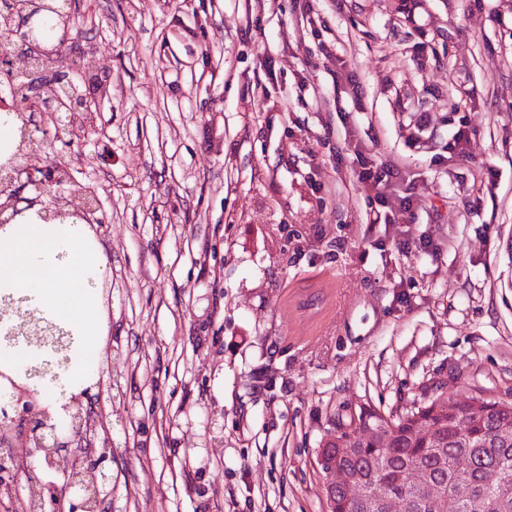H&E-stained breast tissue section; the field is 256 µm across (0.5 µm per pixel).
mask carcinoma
Returning a JSON list of instances; mask_svg holds the SVG:
<instances>
[{"instance_id":"obj_1","label":"carcinoma","mask_w":512,"mask_h":512,"mask_svg":"<svg viewBox=\"0 0 512 512\" xmlns=\"http://www.w3.org/2000/svg\"><path fill=\"white\" fill-rule=\"evenodd\" d=\"M71 10L68 0H0V30H9L24 20L27 12L55 21ZM76 94V87L49 75L48 65L37 63L32 78L24 73L0 76V95L9 101L23 102L35 99L48 105L52 125H64L70 117L69 104ZM18 131V148L14 152L17 161L32 167L45 165L46 143L33 140L19 117L9 118ZM29 339L48 343L51 349L63 347L62 337L51 333L45 326L31 332ZM434 401L413 410L387 417L373 409L363 408L350 418L349 423L336 425V440L344 444L354 435L357 453L346 460V465L358 476L367 494L351 500L336 495V512H383L368 491L384 484L408 503V512H433L422 501L420 490L400 481L404 470L420 465L430 472L447 491L459 482H466L473 489L471 499L463 501L448 497V512H512V484L490 487L484 474L496 469L512 476V441L504 443L496 435L497 429L512 426V402H495L486 417L472 422L464 435L459 434L456 421L466 415L468 405L458 404V413L451 418L432 414ZM430 419L434 437L430 441L414 440L410 425L415 416Z\"/></svg>"}]
</instances>
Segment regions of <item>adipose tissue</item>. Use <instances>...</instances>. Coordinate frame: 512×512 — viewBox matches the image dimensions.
I'll return each instance as SVG.
<instances>
[{
	"label": "adipose tissue",
	"instance_id": "ef3b65f1",
	"mask_svg": "<svg viewBox=\"0 0 512 512\" xmlns=\"http://www.w3.org/2000/svg\"><path fill=\"white\" fill-rule=\"evenodd\" d=\"M89 262L79 231L57 224L0 227V305L53 322L70 333L73 349L68 363L56 365L49 349L6 341L1 323L0 371L38 370L41 397L53 407L96 384L103 338L93 327L99 290L84 274Z\"/></svg>",
	"mask_w": 512,
	"mask_h": 512
}]
</instances>
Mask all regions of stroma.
<instances>
[{
    "label": "stroma",
    "mask_w": 512,
    "mask_h": 512,
    "mask_svg": "<svg viewBox=\"0 0 512 512\" xmlns=\"http://www.w3.org/2000/svg\"><path fill=\"white\" fill-rule=\"evenodd\" d=\"M418 3L316 0L319 29L283 0L250 29V0H76L66 50L111 95L49 153L97 200L108 274L99 512H325L336 418L512 402V0ZM358 148L412 223H371ZM351 167L356 182L374 192L375 203L386 208L392 205L391 199H394V208L399 216L394 220V224H405L411 221L410 219L414 217L415 205L412 195H406V192H402L404 194L402 195L394 188L400 178L398 169L376 163L360 149L354 151Z\"/></svg>",
    "instance_id": "35a3bbf8"
}]
</instances>
